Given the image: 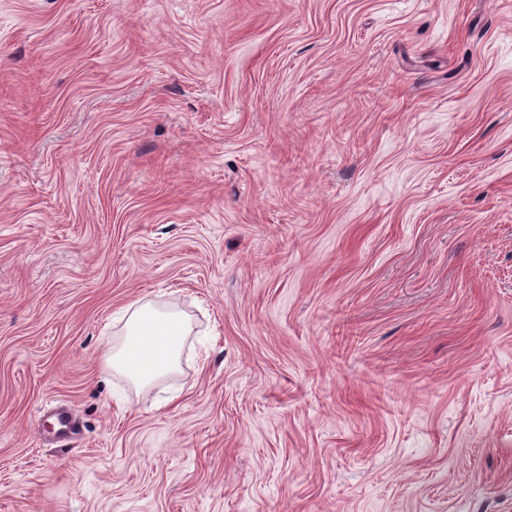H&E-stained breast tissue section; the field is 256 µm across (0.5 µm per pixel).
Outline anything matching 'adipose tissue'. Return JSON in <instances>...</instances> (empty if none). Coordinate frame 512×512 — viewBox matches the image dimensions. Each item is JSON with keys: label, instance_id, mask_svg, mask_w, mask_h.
Listing matches in <instances>:
<instances>
[{"label": "adipose tissue", "instance_id": "adipose-tissue-1", "mask_svg": "<svg viewBox=\"0 0 512 512\" xmlns=\"http://www.w3.org/2000/svg\"><path fill=\"white\" fill-rule=\"evenodd\" d=\"M120 319L121 339L106 356L108 368L138 388L153 386L178 371L192 332L181 311L134 301L121 309Z\"/></svg>", "mask_w": 512, "mask_h": 512}]
</instances>
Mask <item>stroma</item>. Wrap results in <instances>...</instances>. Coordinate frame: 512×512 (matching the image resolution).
I'll return each mask as SVG.
<instances>
[{"instance_id":"35a3bbf8","label":"stroma","mask_w":512,"mask_h":512,"mask_svg":"<svg viewBox=\"0 0 512 512\" xmlns=\"http://www.w3.org/2000/svg\"><path fill=\"white\" fill-rule=\"evenodd\" d=\"M0 512H512V0H0ZM121 339L106 355L107 367L137 388L151 387L180 367L192 332L187 317L152 302H131L120 311Z\"/></svg>"}]
</instances>
